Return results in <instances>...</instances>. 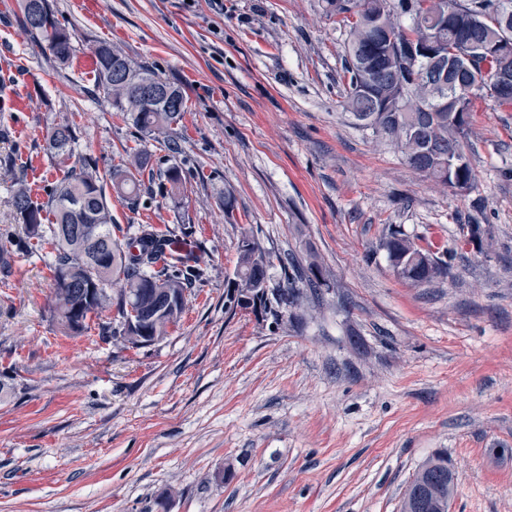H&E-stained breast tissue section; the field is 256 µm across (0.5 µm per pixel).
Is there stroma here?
I'll return each mask as SVG.
<instances>
[{
	"instance_id": "obj_1",
	"label": "stroma",
	"mask_w": 512,
	"mask_h": 512,
	"mask_svg": "<svg viewBox=\"0 0 512 512\" xmlns=\"http://www.w3.org/2000/svg\"><path fill=\"white\" fill-rule=\"evenodd\" d=\"M96 2L90 20L52 0L78 53L111 43L182 83L188 110L142 135L0 0V80L30 100L0 110V512H400L438 453L450 512H512V107L478 101L476 182L460 195L344 108L346 30L321 0ZM70 121L74 163L99 175L151 156L138 206L111 199L117 236L193 227L206 276L151 346L70 335L49 250L19 251L17 179L46 200L62 176L46 135ZM173 165L188 188L175 201L153 181ZM392 225L441 238L448 276L398 279L381 247ZM245 235L268 251L271 284L302 290L280 321L224 304Z\"/></svg>"
}]
</instances>
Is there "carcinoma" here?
Wrapping results in <instances>:
<instances>
[{"label":"carcinoma","instance_id":"1","mask_svg":"<svg viewBox=\"0 0 512 512\" xmlns=\"http://www.w3.org/2000/svg\"><path fill=\"white\" fill-rule=\"evenodd\" d=\"M495 0H323V10L348 28L345 44V104L353 117L379 137L391 140L405 162L423 176L448 185V154L466 153L472 112L486 98L482 74L512 68V57L492 51L473 55L472 68L460 80L445 84L422 76L425 52L446 58L466 46L487 45L503 36L512 40V30L501 27ZM22 21L30 40L60 65L73 57L75 35L61 25L51 0H19ZM95 79L112 110L122 112L145 135L179 124L187 101L181 86L162 77L145 64H135L107 42L95 46ZM148 82H160L166 92L150 99L141 95ZM47 150L60 162L75 150V124L52 129ZM149 164L140 154L131 164L112 168V190L134 206L143 181L138 178ZM163 178L171 199L186 191L178 167L171 166ZM17 223L28 233L25 249L52 246L50 266L56 291L65 293L56 304L54 317L72 335H83L87 319L104 309L88 299L89 289L105 300L117 301L122 314L119 327L101 326L111 337L126 335L135 322L155 330L151 317L161 297L185 292L204 271L196 264L173 263L162 248L170 240L191 237L192 227L180 224L162 231L141 224L128 240L112 234V210L104 181L85 165L63 170L59 183L45 202L32 198L25 187L13 197ZM383 247L397 277L419 286L448 273L449 262L429 248L417 245L399 230L388 233ZM267 257L260 244L248 236L239 245L235 277L241 288L229 298L233 306L253 312L278 314L297 305L300 289L294 279L274 288L267 297ZM454 493V475L448 458L435 454L417 469L401 502V512H448Z\"/></svg>","mask_w":512,"mask_h":512}]
</instances>
